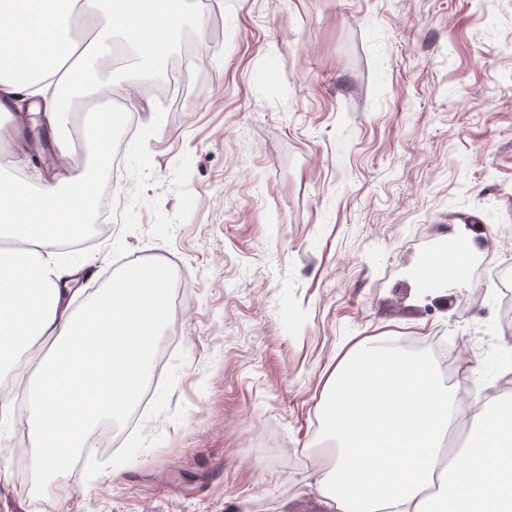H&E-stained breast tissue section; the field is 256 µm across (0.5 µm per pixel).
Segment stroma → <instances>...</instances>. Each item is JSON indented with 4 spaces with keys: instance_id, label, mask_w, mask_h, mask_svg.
I'll return each instance as SVG.
<instances>
[{
    "instance_id": "obj_1",
    "label": "stroma",
    "mask_w": 512,
    "mask_h": 512,
    "mask_svg": "<svg viewBox=\"0 0 512 512\" xmlns=\"http://www.w3.org/2000/svg\"><path fill=\"white\" fill-rule=\"evenodd\" d=\"M220 38L168 82L131 43L98 83L133 124L110 235L62 256L82 306L135 262H172L180 336L151 360L136 419L26 480L37 454L0 427V512H326L310 485L319 407L362 340L437 336L443 383L500 393L512 330L489 272L512 258V0H182ZM24 184L49 158L0 143ZM468 241L471 275L419 271ZM68 500H61L62 489Z\"/></svg>"
}]
</instances>
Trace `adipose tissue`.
Instances as JSON below:
<instances>
[{
	"label": "adipose tissue",
	"instance_id": "ef3b65f1",
	"mask_svg": "<svg viewBox=\"0 0 512 512\" xmlns=\"http://www.w3.org/2000/svg\"><path fill=\"white\" fill-rule=\"evenodd\" d=\"M177 2L0 0V102L42 114L55 155L105 161L116 113H95L78 141L69 126L76 98L99 92L87 64L112 61L120 35L153 70L180 24ZM76 24L90 41L72 37ZM97 187L89 173L33 190L0 178V368L39 363L27 383L38 483L86 443L95 422L126 415L157 331L173 318L169 283L150 272L127 273L71 309L74 272L59 250L89 223ZM459 414L432 362L376 340L356 345L319 412L335 456L312 479L329 512H512V403L473 406L467 442L449 459L444 445Z\"/></svg>",
	"mask_w": 512,
	"mask_h": 512
}]
</instances>
